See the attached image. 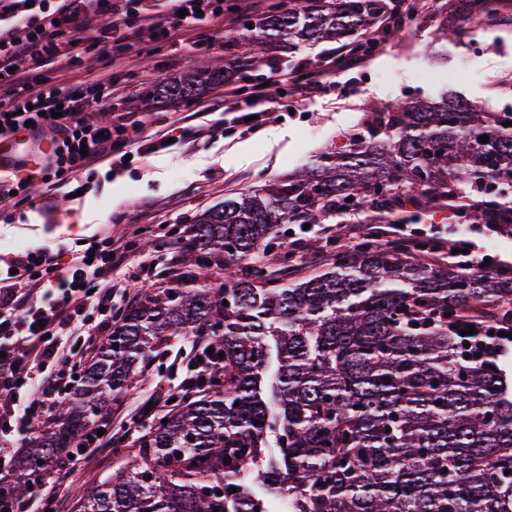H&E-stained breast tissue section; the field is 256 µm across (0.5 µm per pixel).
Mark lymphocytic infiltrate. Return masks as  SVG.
Here are the masks:
<instances>
[{
  "label": "lymphocytic infiltrate",
  "instance_id": "f902f5d3",
  "mask_svg": "<svg viewBox=\"0 0 512 512\" xmlns=\"http://www.w3.org/2000/svg\"><path fill=\"white\" fill-rule=\"evenodd\" d=\"M140 3L0 0V130L17 133L30 122L45 125L55 143L53 165L0 181L1 199L24 206L42 185L71 198L83 187V173L110 160L145 155L146 149L127 135V116L109 122L98 118L112 102L118 77L50 84L38 76L39 68L62 59L78 63L88 47L97 45L117 66L135 48L169 43L181 34L190 35L194 53L222 50L209 30L227 23L224 0H170L161 18L146 14ZM358 64L345 53L316 70L274 73L247 92L230 84L220 107L235 113L241 124L269 102L271 85L290 87L302 102L325 91L337 69ZM62 256V250L42 247L0 267V475L12 468L11 444L24 440L73 388L70 365L110 325L112 274L128 264L130 243L104 230L69 265H62ZM186 344L191 357L175 387L185 394L222 366L206 357L203 337H187Z\"/></svg>",
  "mask_w": 512,
  "mask_h": 512
}]
</instances>
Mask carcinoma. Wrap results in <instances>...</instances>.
<instances>
[{
	"label": "carcinoma",
	"mask_w": 512,
	"mask_h": 512,
	"mask_svg": "<svg viewBox=\"0 0 512 512\" xmlns=\"http://www.w3.org/2000/svg\"><path fill=\"white\" fill-rule=\"evenodd\" d=\"M511 9L512 0H427L412 17L448 12L480 30ZM399 12L398 0H288L254 22L258 36L224 66L157 91L187 101L245 82L273 65L267 45L281 41L371 43ZM509 121L512 110L477 111L449 93L375 107L344 151L201 213L183 261L205 278L223 271L224 284L140 292L52 422L26 440L27 484L0 486V500L24 499L55 456L98 433L158 347L196 334L224 370L196 384L199 398L152 418L79 512H270L282 499L290 512H512V395L499 339L458 331L512 322V281L430 265L372 237L294 283L239 273L280 224L384 207L401 190L439 195L470 183L498 196L512 188Z\"/></svg>",
	"instance_id": "1"
}]
</instances>
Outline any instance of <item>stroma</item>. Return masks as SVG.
Returning <instances> with one entry per match:
<instances>
[{
	"label": "stroma",
	"mask_w": 512,
	"mask_h": 512,
	"mask_svg": "<svg viewBox=\"0 0 512 512\" xmlns=\"http://www.w3.org/2000/svg\"><path fill=\"white\" fill-rule=\"evenodd\" d=\"M445 26V17H422L412 33L390 38L359 67L337 72L321 96L305 102L280 97L277 120L246 132L226 122L222 113H199L197 100L181 103L155 93L159 83L192 68L209 67L216 55H193L180 43L151 44L132 53L123 64L127 84L117 90L111 107L102 111L103 120L128 112L144 119L161 113L178 122L192 114L197 123L221 124L222 137L214 142L199 140L189 149L170 147L111 176L97 171L87 179L86 192L78 200L59 193L54 200L38 197L21 208L0 201V264L37 246H62L70 255L83 252L84 241L106 225L113 236H133L135 258L153 268L152 287L166 288L187 278L175 241L186 234L196 215L225 196L259 188L266 180L310 165L327 148L343 150L373 106L433 95L445 80L471 103L512 109V22L504 21L497 37L479 40L465 34L452 43L442 36ZM111 71V62L95 48L79 65H50L40 73L52 82L62 78L78 82ZM478 197L469 187L451 207L434 212L393 208L376 240L384 246L402 237L437 240L430 258L444 263L449 241L469 239L477 257L512 263V223L486 224L477 219L470 205ZM372 216L369 210L350 212L307 229L280 225L258 266L284 281L321 271L323 262H312V255L324 257L347 246L346 225L371 221ZM154 238L163 241V248H147V240ZM176 350L173 344L160 350L139 374L136 387L113 405L105 427L111 447L87 451L77 470L53 473L50 484L59 498L58 512H76L80 496L125 464L124 451L133 445L140 419L167 412L156 393L179 380L182 364Z\"/></svg>",
	"instance_id": "35a3bbf8"
}]
</instances>
